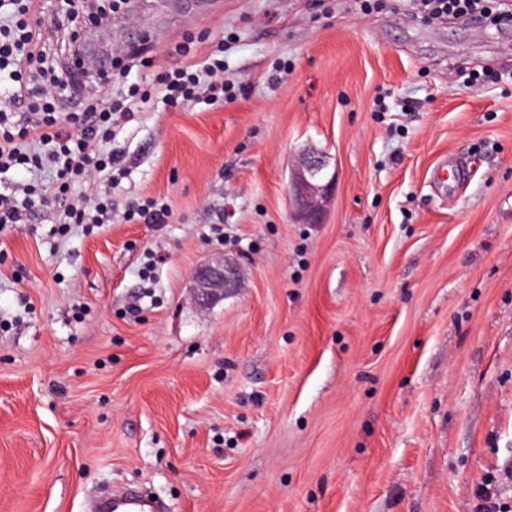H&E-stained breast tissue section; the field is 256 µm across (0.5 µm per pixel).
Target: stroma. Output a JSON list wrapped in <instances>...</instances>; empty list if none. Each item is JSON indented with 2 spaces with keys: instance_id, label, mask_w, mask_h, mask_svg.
<instances>
[{
  "instance_id": "stroma-1",
  "label": "stroma",
  "mask_w": 512,
  "mask_h": 512,
  "mask_svg": "<svg viewBox=\"0 0 512 512\" xmlns=\"http://www.w3.org/2000/svg\"><path fill=\"white\" fill-rule=\"evenodd\" d=\"M148 30L153 67L216 44L230 102L114 128L112 220L0 231V512H85L142 486L167 512H512V28L416 0H132L82 57ZM336 170L300 223L290 167ZM443 161L463 175L434 177ZM167 206V223L125 220ZM236 260L207 308L191 274ZM329 155L318 148L303 149L289 176L288 195L293 200L296 217L304 224H318L331 199L336 181L330 172ZM169 212L166 206L156 202H144L143 204L134 203L130 206L128 218H138L145 224H164L167 222Z\"/></svg>"
}]
</instances>
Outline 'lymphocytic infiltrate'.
<instances>
[{
	"label": "lymphocytic infiltrate",
	"mask_w": 512,
	"mask_h": 512,
	"mask_svg": "<svg viewBox=\"0 0 512 512\" xmlns=\"http://www.w3.org/2000/svg\"><path fill=\"white\" fill-rule=\"evenodd\" d=\"M423 19L462 18L483 28L512 22L502 0H418ZM75 14L52 13L46 0H0V82L11 90L0 98V175L49 169L52 178L33 184L14 183L0 192V229L21 223L38 205L62 208L67 235L74 224H103L112 218V202L92 200L81 188L104 171L122 170L123 157L112 149V128L130 121L134 112L159 99L177 104L230 96L224 61L209 55L202 68L159 73L148 90L129 87L115 94H90L72 65L48 62L46 36H69L78 42Z\"/></svg>",
	"instance_id": "lymphocytic-infiltrate-1"
}]
</instances>
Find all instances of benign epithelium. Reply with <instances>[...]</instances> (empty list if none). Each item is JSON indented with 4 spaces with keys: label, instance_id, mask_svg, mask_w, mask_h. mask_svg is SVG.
<instances>
[{
    "label": "benign epithelium",
    "instance_id": "7a95c632",
    "mask_svg": "<svg viewBox=\"0 0 512 512\" xmlns=\"http://www.w3.org/2000/svg\"><path fill=\"white\" fill-rule=\"evenodd\" d=\"M336 174L331 172L329 155L318 148L303 149L289 176L288 195L296 217L304 224H317L334 191ZM239 267L224 258L198 266L192 274V296L201 308L224 299L237 287Z\"/></svg>",
    "mask_w": 512,
    "mask_h": 512
}]
</instances>
